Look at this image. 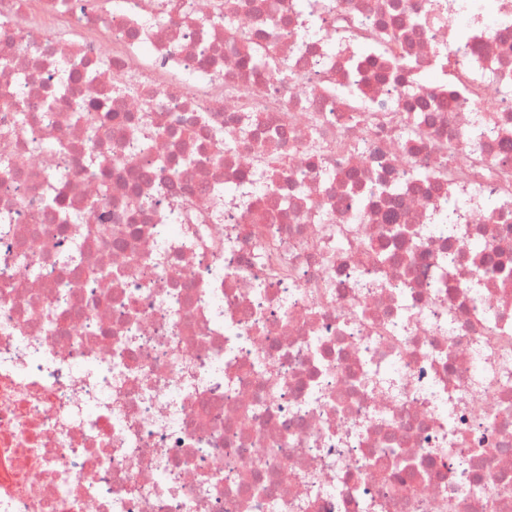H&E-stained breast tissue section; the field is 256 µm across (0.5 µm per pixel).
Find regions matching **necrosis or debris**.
<instances>
[{
	"instance_id": "1",
	"label": "necrosis or debris",
	"mask_w": 512,
	"mask_h": 512,
	"mask_svg": "<svg viewBox=\"0 0 512 512\" xmlns=\"http://www.w3.org/2000/svg\"><path fill=\"white\" fill-rule=\"evenodd\" d=\"M229 2L0 0V512H512V0ZM438 71L445 76V78L446 75H448L446 82L448 83L449 91L453 93L454 100L457 101L460 106L467 105L471 95V84L467 81L460 80L455 73L454 67L448 66V73L444 67H441Z\"/></svg>"
}]
</instances>
